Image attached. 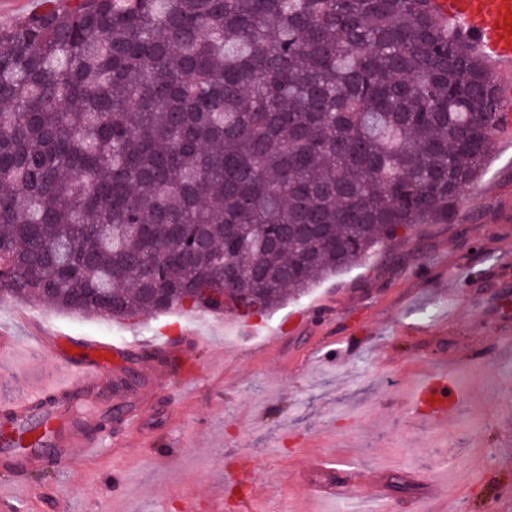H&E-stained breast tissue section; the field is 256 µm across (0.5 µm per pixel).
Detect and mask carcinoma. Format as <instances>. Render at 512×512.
<instances>
[{
  "label": "carcinoma",
  "instance_id": "1",
  "mask_svg": "<svg viewBox=\"0 0 512 512\" xmlns=\"http://www.w3.org/2000/svg\"><path fill=\"white\" fill-rule=\"evenodd\" d=\"M499 104L427 0H68L0 29V294L275 309L448 214Z\"/></svg>",
  "mask_w": 512,
  "mask_h": 512
}]
</instances>
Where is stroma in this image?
Masks as SVG:
<instances>
[{
	"label": "stroma",
	"instance_id": "35a3bbf8",
	"mask_svg": "<svg viewBox=\"0 0 512 512\" xmlns=\"http://www.w3.org/2000/svg\"><path fill=\"white\" fill-rule=\"evenodd\" d=\"M471 190L469 211L245 318L112 321L0 299V329L23 343L14 316L28 309L76 340L137 344L129 369L147 390L97 458L30 472L0 512H344L307 494L309 480L345 481L344 459L379 477L392 512H489L512 486V147L490 148ZM193 334L189 369L162 339ZM424 361L465 394L444 434L407 406Z\"/></svg>",
	"mask_w": 512,
	"mask_h": 512
}]
</instances>
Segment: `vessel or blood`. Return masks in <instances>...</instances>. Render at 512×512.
I'll list each match as a JSON object with an SVG mask.
<instances>
[{"label":"vessel or blood","mask_w":512,"mask_h":512,"mask_svg":"<svg viewBox=\"0 0 512 512\" xmlns=\"http://www.w3.org/2000/svg\"><path fill=\"white\" fill-rule=\"evenodd\" d=\"M443 27L466 38L472 50L501 75V104L492 138H512V0H432ZM63 335L37 334L29 349L34 356L55 355L65 369L63 379L16 389L0 380V470L12 473L11 483L0 486V502L14 503L16 490L24 488L27 472L46 465L63 467L73 457L75 446L96 454L104 445L95 430L108 401L127 408L130 397L127 374L113 370V356L128 355V348L93 340L78 342L75 353L63 352ZM464 399L446 376L428 373L412 401L428 406L430 427L443 429L452 421Z\"/></svg>","instance_id":"1"}]
</instances>
